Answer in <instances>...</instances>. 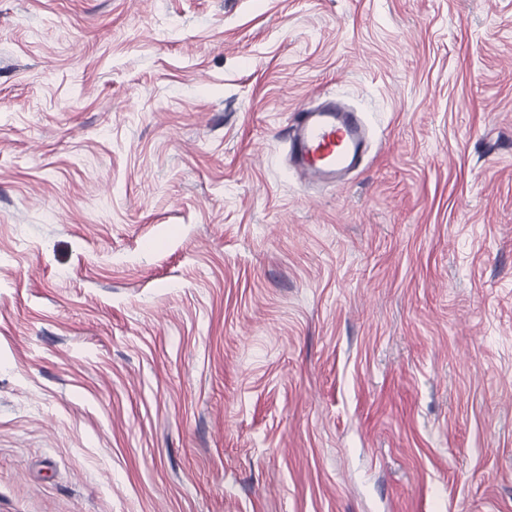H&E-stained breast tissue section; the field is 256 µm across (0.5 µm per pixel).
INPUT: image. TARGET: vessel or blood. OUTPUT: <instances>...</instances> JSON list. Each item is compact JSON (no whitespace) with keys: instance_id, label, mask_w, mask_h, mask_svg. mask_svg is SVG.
Listing matches in <instances>:
<instances>
[{"instance_id":"vessel-or-blood-1","label":"vessel or blood","mask_w":512,"mask_h":512,"mask_svg":"<svg viewBox=\"0 0 512 512\" xmlns=\"http://www.w3.org/2000/svg\"><path fill=\"white\" fill-rule=\"evenodd\" d=\"M288 158L305 183L333 184L367 153L362 112L333 96L300 106L289 120Z\"/></svg>"}]
</instances>
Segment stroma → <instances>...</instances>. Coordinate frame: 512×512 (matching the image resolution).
<instances>
[{
	"mask_svg": "<svg viewBox=\"0 0 512 512\" xmlns=\"http://www.w3.org/2000/svg\"><path fill=\"white\" fill-rule=\"evenodd\" d=\"M0 512H512V0H0ZM288 158L305 183L336 184L359 168L367 153V127L362 112L336 96L300 106L289 120Z\"/></svg>",
	"mask_w": 512,
	"mask_h": 512,
	"instance_id": "35a3bbf8",
	"label": "stroma"
}]
</instances>
